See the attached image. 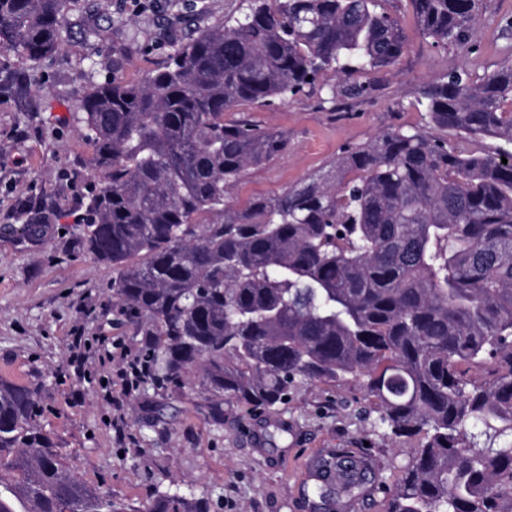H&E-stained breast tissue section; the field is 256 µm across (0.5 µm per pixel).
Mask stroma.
<instances>
[{
	"label": "stroma",
	"instance_id": "obj_1",
	"mask_svg": "<svg viewBox=\"0 0 512 512\" xmlns=\"http://www.w3.org/2000/svg\"><path fill=\"white\" fill-rule=\"evenodd\" d=\"M242 0H81L51 58L30 67L0 53V379L35 390L40 426L77 475L129 512L160 492L204 499L209 512H322L316 465L339 450L367 453L373 472L359 495L334 512H384L380 481H393L414 443L387 435L351 383L300 385L277 411L213 400L198 368L181 385L139 380L126 390L120 369L139 364V320L112 296V268L81 244L93 150L72 122L89 79L136 82L161 68L197 29L237 17ZM398 15L407 49L390 70L368 76V94L330 96L340 78L269 106L243 105L229 120L283 131L288 147L248 168L227 203L242 209L325 172L340 151L398 127L427 129L422 92L454 66L481 76L512 62L501 19L512 0H481L467 47H432L409 0H383ZM99 38L85 35L87 28Z\"/></svg>",
	"mask_w": 512,
	"mask_h": 512
}]
</instances>
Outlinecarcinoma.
Segmentation results:
<instances>
[{
  "label": "carcinoma",
  "mask_w": 512,
  "mask_h": 512,
  "mask_svg": "<svg viewBox=\"0 0 512 512\" xmlns=\"http://www.w3.org/2000/svg\"><path fill=\"white\" fill-rule=\"evenodd\" d=\"M78 0H0V49L39 63ZM138 83L91 79L73 119L101 187L82 245L141 320L154 382L193 365L214 398L264 410L304 382L355 381L395 438H419L379 490L385 512H512V65L452 68L428 123L348 146L330 168L243 211L225 196L288 137L226 121L332 72L396 64L403 22L379 0H246ZM434 47L470 39L479 0H409ZM503 143L490 154L479 143ZM507 163H502V159ZM34 390L0 380V512H127L81 480L38 422ZM362 455L322 459L320 497H353ZM143 512H207L167 492Z\"/></svg>",
  "instance_id": "cac0c4a2"
}]
</instances>
